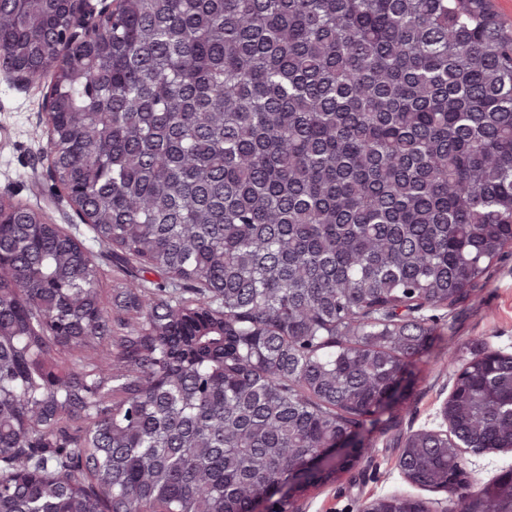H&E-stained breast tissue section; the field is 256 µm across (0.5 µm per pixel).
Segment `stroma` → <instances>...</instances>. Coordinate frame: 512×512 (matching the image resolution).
Returning a JSON list of instances; mask_svg holds the SVG:
<instances>
[{"label": "stroma", "instance_id": "1", "mask_svg": "<svg viewBox=\"0 0 512 512\" xmlns=\"http://www.w3.org/2000/svg\"><path fill=\"white\" fill-rule=\"evenodd\" d=\"M46 84L25 88L0 76V195L43 214L66 232L87 237L85 225H74V212L52 189L46 164L40 159L46 143L38 114ZM97 287L105 303H113L121 287L132 280L129 269L117 268L104 248L92 246ZM438 336L418 360L419 380L408 404L369 436V446L340 479L301 499L298 512H361L373 499L398 494L423 499L430 512H444L446 493L411 485L398 465L402 440L420 429L441 428L442 404L458 364L470 357L473 342L512 353V249L489 271L486 286L453 308L428 314Z\"/></svg>", "mask_w": 512, "mask_h": 512}]
</instances>
